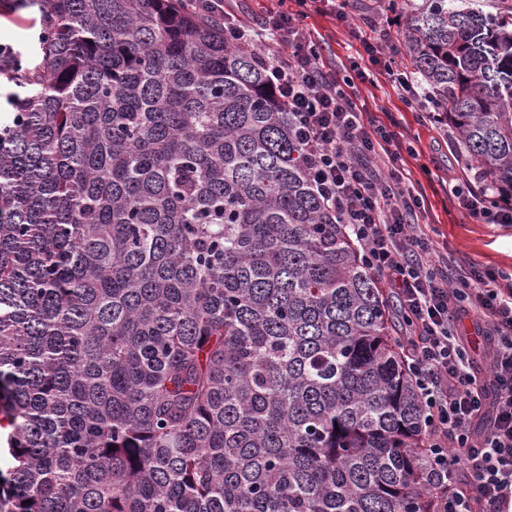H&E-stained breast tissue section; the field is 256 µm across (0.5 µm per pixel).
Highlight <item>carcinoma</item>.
Returning a JSON list of instances; mask_svg holds the SVG:
<instances>
[{
    "label": "carcinoma",
    "mask_w": 512,
    "mask_h": 512,
    "mask_svg": "<svg viewBox=\"0 0 512 512\" xmlns=\"http://www.w3.org/2000/svg\"><path fill=\"white\" fill-rule=\"evenodd\" d=\"M412 76L512 191V7L407 0ZM0 512H433L393 303L252 50L186 0H12ZM39 28L38 14L33 9L5 11L0 15V45L22 55L24 59L35 53L34 33Z\"/></svg>",
    "instance_id": "cac0c4a2"
}]
</instances>
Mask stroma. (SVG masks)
<instances>
[{
  "label": "stroma",
  "instance_id": "1",
  "mask_svg": "<svg viewBox=\"0 0 512 512\" xmlns=\"http://www.w3.org/2000/svg\"><path fill=\"white\" fill-rule=\"evenodd\" d=\"M375 0H348V21L331 16H309L303 26L312 31L324 60L340 68L362 54L363 45L351 27L352 20L374 13ZM39 27L35 10L0 13V45L28 58L35 53L34 33ZM369 81L360 83L359 94L369 112L389 113L392 129L404 144L417 152L410 167L431 208L429 232L436 245L447 247L449 257L458 264H478L483 271L496 273L512 268V224H481L459 208L449 190L451 179L466 177L467 171L453 152L448 132L423 120L420 111L401 100L396 84L369 66Z\"/></svg>",
  "mask_w": 512,
  "mask_h": 512
}]
</instances>
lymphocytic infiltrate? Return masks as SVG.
<instances>
[{
  "label": "lymphocytic infiltrate",
  "instance_id": "f902f5d3",
  "mask_svg": "<svg viewBox=\"0 0 512 512\" xmlns=\"http://www.w3.org/2000/svg\"><path fill=\"white\" fill-rule=\"evenodd\" d=\"M297 10L269 9L247 21L229 0H191L222 13L231 46L258 50L270 85L289 112L313 188L347 226L363 259L400 303L405 362L424 408L428 465L443 490L435 512H507L512 502V273L477 266L457 272L438 253L425 222V200L411 186L402 144L363 112L356 83L366 73L350 61L338 76L299 24L301 12L346 21L339 0H296ZM452 192L482 224H511L512 197L490 201L482 188ZM485 321L484 367H476L459 326Z\"/></svg>",
  "mask_w": 512,
  "mask_h": 512
}]
</instances>
